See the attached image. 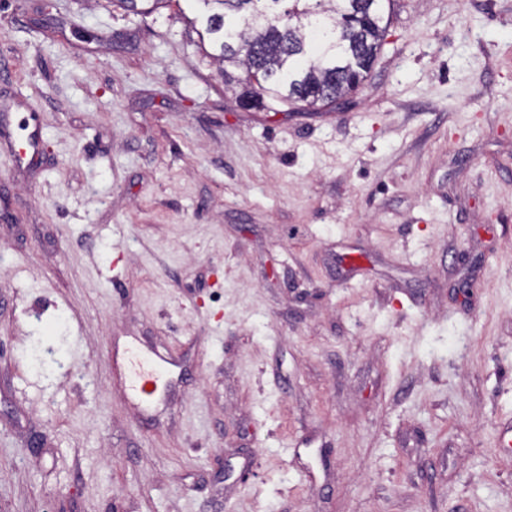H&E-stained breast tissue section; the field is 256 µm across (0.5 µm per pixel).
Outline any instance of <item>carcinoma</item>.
Masks as SVG:
<instances>
[{
    "instance_id": "1",
    "label": "carcinoma",
    "mask_w": 512,
    "mask_h": 512,
    "mask_svg": "<svg viewBox=\"0 0 512 512\" xmlns=\"http://www.w3.org/2000/svg\"><path fill=\"white\" fill-rule=\"evenodd\" d=\"M146 15L172 0H116ZM205 55L240 105L265 112L336 106L371 72L387 34L383 0H193ZM242 67L245 76L230 68Z\"/></svg>"
}]
</instances>
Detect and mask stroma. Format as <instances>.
Here are the masks:
<instances>
[{
	"instance_id": "obj_1",
	"label": "stroma",
	"mask_w": 512,
	"mask_h": 512,
	"mask_svg": "<svg viewBox=\"0 0 512 512\" xmlns=\"http://www.w3.org/2000/svg\"><path fill=\"white\" fill-rule=\"evenodd\" d=\"M384 12L287 115L187 2L0 0V512H512V0ZM155 368L134 369L133 390L136 395L140 394L144 398H152L157 391L158 378Z\"/></svg>"
}]
</instances>
